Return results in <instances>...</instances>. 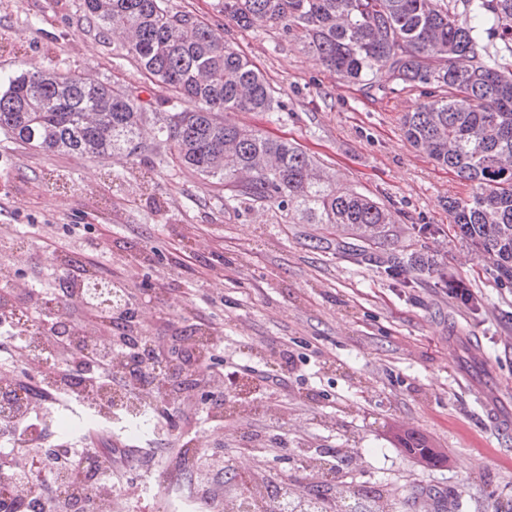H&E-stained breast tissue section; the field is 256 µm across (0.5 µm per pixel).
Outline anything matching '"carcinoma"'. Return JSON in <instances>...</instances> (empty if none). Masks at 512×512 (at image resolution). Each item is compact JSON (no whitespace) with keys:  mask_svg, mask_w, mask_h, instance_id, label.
<instances>
[{"mask_svg":"<svg viewBox=\"0 0 512 512\" xmlns=\"http://www.w3.org/2000/svg\"><path fill=\"white\" fill-rule=\"evenodd\" d=\"M242 29L298 37L317 61L364 92L419 89L402 117L406 139L471 182L448 201L450 223L501 281L512 282V0H220ZM86 16L121 36L126 55L173 95L159 133L179 166L224 187L227 202L263 201L299 224H323L383 245L392 212L332 183L300 148L230 118L269 112L271 87L221 28L163 0H84ZM0 130L22 146L108 157L135 153L147 108L132 90L79 75L20 73L4 79ZM190 101L193 107L184 108ZM17 481L0 506H21Z\"/></svg>","mask_w":512,"mask_h":512,"instance_id":"carcinoma-1","label":"carcinoma"}]
</instances>
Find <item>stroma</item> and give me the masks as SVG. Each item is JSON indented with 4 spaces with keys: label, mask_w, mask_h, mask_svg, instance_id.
Instances as JSON below:
<instances>
[{
    "label": "stroma",
    "mask_w": 512,
    "mask_h": 512,
    "mask_svg": "<svg viewBox=\"0 0 512 512\" xmlns=\"http://www.w3.org/2000/svg\"><path fill=\"white\" fill-rule=\"evenodd\" d=\"M224 28L274 91L269 112L237 121L296 143L343 185L395 214L394 239L359 255L352 236L292 224L274 205L238 201L173 162L156 135L171 93L103 36L83 0H0V75L87 73L139 94L148 112L142 148L100 158L20 146L0 132V292L61 289L92 273L125 288L143 335L180 342L197 327L224 336L196 365L194 389L133 450L120 427L100 438L124 454V478L174 465L182 438L224 452L217 495L261 461L267 489L315 483L304 451L348 460L352 484L399 495L402 512H512V438L485 423L478 392L512 410V284L469 256L449 229L448 202L471 185L405 140L400 119L421 101L405 90L376 99L340 81L292 36L225 22L217 0H165ZM69 256L66 269L52 258ZM454 269L473 298L451 297L436 273ZM460 337L458 351L449 337ZM237 367L258 409L207 418L234 390ZM425 433L449 457L434 467L396 446Z\"/></svg>",
    "instance_id": "obj_1"
}]
</instances>
